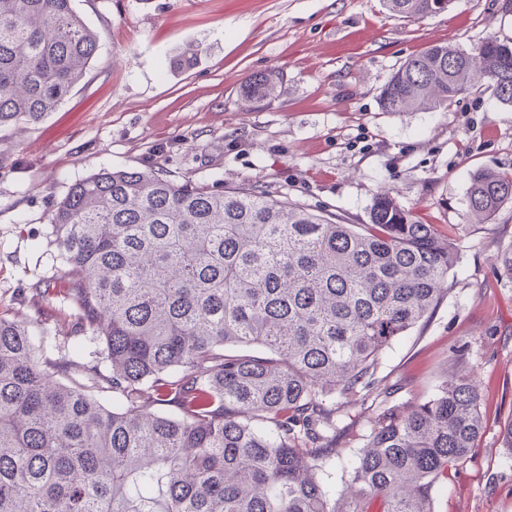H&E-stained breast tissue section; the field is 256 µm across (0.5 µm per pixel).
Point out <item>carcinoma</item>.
I'll return each instance as SVG.
<instances>
[{
	"label": "carcinoma",
	"mask_w": 512,
	"mask_h": 512,
	"mask_svg": "<svg viewBox=\"0 0 512 512\" xmlns=\"http://www.w3.org/2000/svg\"><path fill=\"white\" fill-rule=\"evenodd\" d=\"M450 2L383 0L400 18ZM98 47L72 0H0V129L55 111ZM279 87L264 70L242 91L265 106ZM483 89L512 106L511 43L435 44L391 73L379 105L421 112ZM508 202L512 174L473 175L472 223ZM50 224L57 287L36 294L72 311V355H46L42 332L0 316V512H434L435 486L477 448L471 376L411 408L374 391L385 351L433 313L458 261L393 196L370 223L337 224L256 186L103 169ZM367 403L379 412L338 490L328 469Z\"/></svg>",
	"instance_id": "obj_1"
}]
</instances>
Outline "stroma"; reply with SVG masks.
I'll use <instances>...</instances> for the list:
<instances>
[{"instance_id": "obj_1", "label": "stroma", "mask_w": 512, "mask_h": 512, "mask_svg": "<svg viewBox=\"0 0 512 512\" xmlns=\"http://www.w3.org/2000/svg\"><path fill=\"white\" fill-rule=\"evenodd\" d=\"M503 0H451L421 19L382 0H73L100 37L84 78L41 121L0 130V314L38 323L45 346L70 351L67 309L35 304L59 260L51 211L71 184L102 169L156 165L175 179L244 185L326 218L366 224L386 191L419 224L449 237L459 261L432 316L396 339L378 373L393 403L430 396L447 373L474 376L487 415L478 451L434 493L435 512H512V203L471 223L478 170L512 173V107L491 92L391 115L379 94L392 71L431 45L472 52L512 42ZM194 49L193 68L174 58ZM282 75L271 104L242 95L251 73Z\"/></svg>"}]
</instances>
